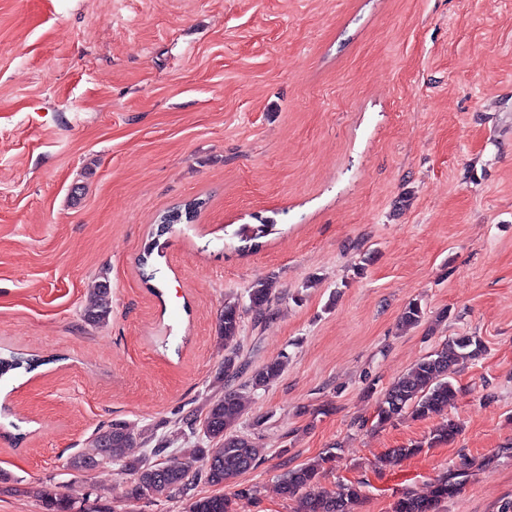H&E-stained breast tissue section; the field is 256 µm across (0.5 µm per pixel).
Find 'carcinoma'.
<instances>
[{
  "instance_id": "1",
  "label": "carcinoma",
  "mask_w": 512,
  "mask_h": 512,
  "mask_svg": "<svg viewBox=\"0 0 512 512\" xmlns=\"http://www.w3.org/2000/svg\"><path fill=\"white\" fill-rule=\"evenodd\" d=\"M272 294L271 283L258 280L250 289V302L258 316L269 313L266 305ZM112 315V291L107 283L92 290V301L85 308V320L92 324L105 323ZM422 321L421 307L409 304L400 322L406 327L417 326ZM241 313L236 302L224 303L219 318V333L224 339V381L231 382L242 372L235 345L239 334ZM484 352L481 340L474 336H457L433 354L416 363L410 373L385 389L378 411V424L384 425L404 414L427 419L439 416L440 425L428 441L417 442L405 448L391 449V457L407 458L422 452L424 447L447 444L460 432V424L446 415L448 407L455 404L459 388L448 379V371L464 361L472 360ZM286 361L279 359L255 371L245 386L254 390L265 388L279 378ZM245 413V403L240 392L227 390L224 396L211 402L204 417L190 411L183 416L184 425L197 428L210 445L195 448L181 462L169 465L154 463L144 457H131L127 449L135 440L128 426L120 421L99 429L93 438V452L70 458L68 466L77 471L96 468V461L107 456L121 468L126 476V496L135 499L163 496L179 489L187 497V512H238L239 502L254 497L251 488H240L230 494L198 497L192 494L198 480L212 486H224L241 474L254 469L260 461V449L249 438L234 432ZM333 456L324 455L316 461L286 470L280 476V491L297 502L296 512H351L352 506L363 500L361 485L344 484L337 493L315 490L325 465ZM468 463L435 480L425 496L405 494L394 501L392 512H441L444 503L457 497L463 488ZM24 493L39 499L43 512H100L99 508L69 494H47L41 490L26 489Z\"/></svg>"
}]
</instances>
